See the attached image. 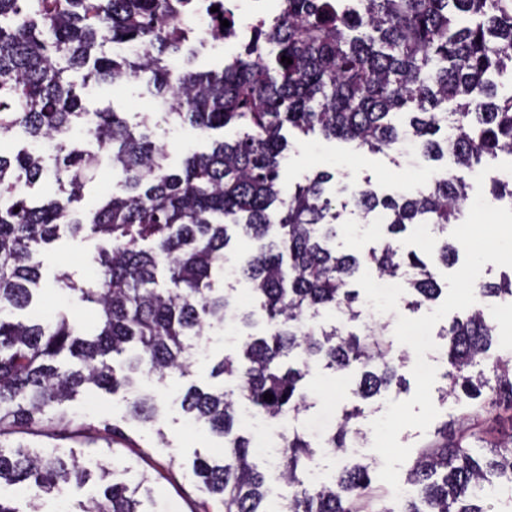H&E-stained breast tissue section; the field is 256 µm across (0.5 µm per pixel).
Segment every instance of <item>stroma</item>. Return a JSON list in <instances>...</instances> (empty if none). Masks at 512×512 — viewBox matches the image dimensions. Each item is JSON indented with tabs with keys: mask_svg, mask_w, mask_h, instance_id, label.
<instances>
[{
	"mask_svg": "<svg viewBox=\"0 0 512 512\" xmlns=\"http://www.w3.org/2000/svg\"><path fill=\"white\" fill-rule=\"evenodd\" d=\"M89 109H112L124 114L129 123H137L146 114L156 116L154 129L159 143L167 145L170 164H179L185 151L195 148L208 150L212 141L231 139L235 128L211 132L208 138H200L197 131L186 124L159 120V110L153 96L138 80L118 85L89 84L83 92ZM288 160L281 174L282 193H291L296 184L306 176L319 171L331 173L327 185L335 206L340 207V230L336 238L339 252L360 254L378 246L384 237L382 227L367 223L354 207L351 193L360 185L370 184L381 194H393L406 187L427 183L435 171L446 168V161L430 162L414 150H407L399 161H392L382 153L362 152L340 140L324 139L320 135H301L287 132ZM119 178L112 170L109 157H102L91 173L84 189L80 210L91 211L99 207L111 195L120 193ZM98 239L90 232L74 236L68 227H61L60 237L49 245L35 249L34 259L41 264L42 280L36 299L35 312L46 320L64 313L84 324L95 319L93 308L73 300L55 288L53 278L65 271L75 280L84 282L96 278L90 258L96 251ZM209 349L206 356L190 361L187 376L172 375L164 381L147 376L140 382L141 390L154 394L161 407L162 417L157 427H149L131 421L119 396L90 386L79 390L64 408L71 426L62 430L49 424L20 427L12 434L15 442L34 447H57L61 451L89 454L116 448L122 458L135 462L138 469L151 479L153 501L149 512H209L214 503L199 490L191 474L195 455H211L222 447V439L206 428L195 424L180 410L177 401L185 386L195 383L212 385L210 371L214 360L227 354L238 353V345L224 342L222 327L207 329ZM446 365H438L436 381L432 387V400L439 411L437 423L457 427L459 421L470 412L469 399L448 396ZM406 383L391 387L381 396L360 401L353 393V377H338L337 373L312 367L305 382L311 393L312 405L298 415L289 417V426L301 430H314L334 426L343 410L361 406L364 414L359 420L363 431H370L371 423L386 410L388 401H404L415 391V379L411 368H403Z\"/></svg>",
	"mask_w": 512,
	"mask_h": 512,
	"instance_id": "1",
	"label": "stroma"
}]
</instances>
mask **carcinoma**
I'll return each mask as SVG.
<instances>
[{
	"label": "carcinoma",
	"instance_id": "obj_1",
	"mask_svg": "<svg viewBox=\"0 0 512 512\" xmlns=\"http://www.w3.org/2000/svg\"><path fill=\"white\" fill-rule=\"evenodd\" d=\"M184 2L0 0V484L28 488V512H43V496L94 473L102 495L80 512H144L138 493L150 478L130 461L117 469L116 449L65 454L7 446L1 437L44 420L69 425L61 405L85 385L123 392L131 420L154 421V399L136 393V375L160 382L185 376L205 325L238 319L252 326V313L213 288L234 230L269 239L240 266L266 330L245 334L241 354L213 366L211 376L230 380L231 388L192 384L181 395L182 410L224 439L222 455L197 457L192 465L201 489L224 512H270L252 441L235 430L240 402L274 420L307 408L303 380L314 363L354 374L363 400L402 385L405 357L391 356L394 340L384 329L368 327L360 336L347 329L362 313L351 282L372 268L404 280L407 305L436 301V268L404 250L398 237L410 224L442 232L459 223L467 186L447 169L399 199L358 189L355 207L381 224L385 237L363 255L339 253L332 243L340 212L324 189L329 174L318 172L280 197L284 126L371 153L398 154L412 141L427 156L446 155L471 171L501 154L512 157V91L499 93L492 79L512 75V0H282L244 55L220 71L198 72L189 63L174 77L169 59H191L197 51L181 36ZM114 43L145 51L114 54ZM130 78L145 83L163 119L202 135L231 126L236 137L170 169L149 117L132 126L113 110L91 112L78 91ZM77 125L110 151L123 188L88 216L73 204L97 154L73 137ZM18 132L56 141L53 174L36 151L6 146ZM50 176L55 194H35ZM489 195L512 199V173L490 178ZM62 224L75 236L88 229L100 240L92 256L96 280L79 283L67 272L54 278L58 290L98 310L97 326L88 331L64 314L49 323L1 317L31 307L42 276L32 245L51 243ZM506 294L512 297V276L480 283L476 302L442 330L449 394L475 401L477 419L512 409V359L489 354L497 324L486 314V300ZM323 311L337 319L307 322ZM266 393L272 400H264ZM362 415L358 407L343 411L319 441L288 430L279 456L288 495L277 512H352L371 487V464L347 467L320 486L303 475L318 466L324 449L342 451L362 438L355 425ZM437 438L438 446L418 452L407 471L419 497L381 512H490L498 493L490 477L512 488V434L487 454L480 429L450 436L445 427Z\"/></svg>",
	"mask_w": 512,
	"mask_h": 512
}]
</instances>
